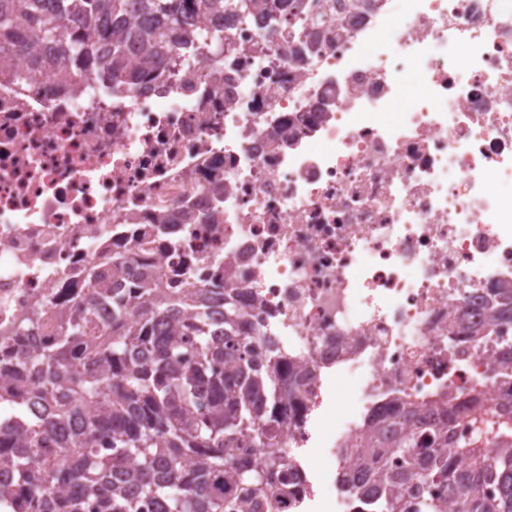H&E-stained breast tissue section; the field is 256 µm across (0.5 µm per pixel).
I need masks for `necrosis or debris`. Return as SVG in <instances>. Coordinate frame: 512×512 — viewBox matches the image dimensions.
<instances>
[{
	"mask_svg": "<svg viewBox=\"0 0 512 512\" xmlns=\"http://www.w3.org/2000/svg\"><path fill=\"white\" fill-rule=\"evenodd\" d=\"M304 3L293 28L265 0L224 16L233 50L122 92L59 87L36 49L14 58L25 80L0 77V352L54 342L46 306H82L113 252L170 285L178 250L154 236L166 217L198 265L223 254L260 334L314 368L288 455L312 440L327 377L346 383L323 424L324 484L332 512H360L338 473L369 418L451 393L493 421L512 397V324L488 332L496 289H512V197L495 190L512 181V0ZM410 81L411 108L391 118Z\"/></svg>",
	"mask_w": 512,
	"mask_h": 512,
	"instance_id": "obj_1",
	"label": "necrosis or debris"
}]
</instances>
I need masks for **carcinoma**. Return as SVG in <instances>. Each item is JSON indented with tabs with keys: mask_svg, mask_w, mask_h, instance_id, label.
<instances>
[{
	"mask_svg": "<svg viewBox=\"0 0 512 512\" xmlns=\"http://www.w3.org/2000/svg\"><path fill=\"white\" fill-rule=\"evenodd\" d=\"M256 0H0V71L30 44L53 50L48 69L65 86L96 67L107 90L144 82L125 69L137 45L155 69L187 65L231 45L224 31L186 27L187 18L251 14ZM76 16L97 40L63 38ZM210 280L194 283L183 260V288H163L152 275L131 276L127 258L112 255L113 283L92 272L77 312L61 317L59 339L35 356L0 358V373L26 378L50 413L31 417L20 398L0 395L12 428L0 430V464L15 475L22 512H259L295 496L303 484L281 446L288 400L303 383L274 344L252 338L248 310L224 291V256L213 254ZM112 297V323L98 324L92 303ZM224 299L223 339L208 311ZM494 321L512 322V296L502 293ZM81 407L92 411L87 432L67 425ZM461 406L442 397L426 408L403 405L367 424L358 470L340 486L368 512H512V419L498 426L492 450L460 446L452 424ZM112 451L98 453L90 440Z\"/></svg>",
	"mask_w": 512,
	"mask_h": 512,
	"instance_id": "1",
	"label": "carcinoma"
}]
</instances>
